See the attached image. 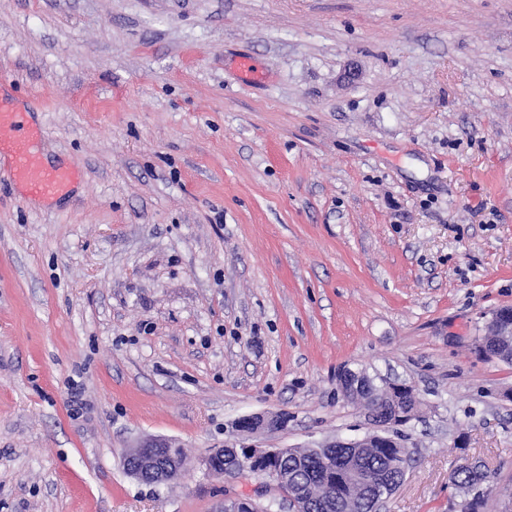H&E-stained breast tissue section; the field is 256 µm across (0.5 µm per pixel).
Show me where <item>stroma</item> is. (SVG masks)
<instances>
[{"label": "stroma", "instance_id": "stroma-1", "mask_svg": "<svg viewBox=\"0 0 512 512\" xmlns=\"http://www.w3.org/2000/svg\"><path fill=\"white\" fill-rule=\"evenodd\" d=\"M250 60L256 73L241 69ZM0 98L77 172L0 174V512L281 498L204 462L363 435L344 368L415 386L384 512H512V0H0ZM190 465L162 485L145 438ZM490 323L491 334L484 338L481 343L485 353L495 354L509 346L512 350V309L496 312L493 314ZM279 421L278 414H255L246 417L237 426L241 433H255L261 430L277 429L280 427ZM185 459L182 448H173L164 439H149L132 448L125 459L127 472L138 481L160 485L168 481L187 466V461L177 465L165 453ZM468 463L473 466H468L463 463H459L453 469L451 473V482L459 489V500L454 503L455 512H476L477 508L486 500L488 494H485V486H480L478 494L484 495V498L480 502L472 501V491L477 488L479 481L483 478L475 465L468 460Z\"/></svg>", "mask_w": 512, "mask_h": 512}]
</instances>
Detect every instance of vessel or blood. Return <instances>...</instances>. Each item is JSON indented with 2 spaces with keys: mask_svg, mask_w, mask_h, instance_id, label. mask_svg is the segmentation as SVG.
<instances>
[{
  "mask_svg": "<svg viewBox=\"0 0 512 512\" xmlns=\"http://www.w3.org/2000/svg\"><path fill=\"white\" fill-rule=\"evenodd\" d=\"M40 137L26 113L0 103V157L8 159V175L23 183L29 195L51 198L67 192L74 174L43 162L37 151Z\"/></svg>",
  "mask_w": 512,
  "mask_h": 512,
  "instance_id": "1",
  "label": "vessel or blood"
}]
</instances>
